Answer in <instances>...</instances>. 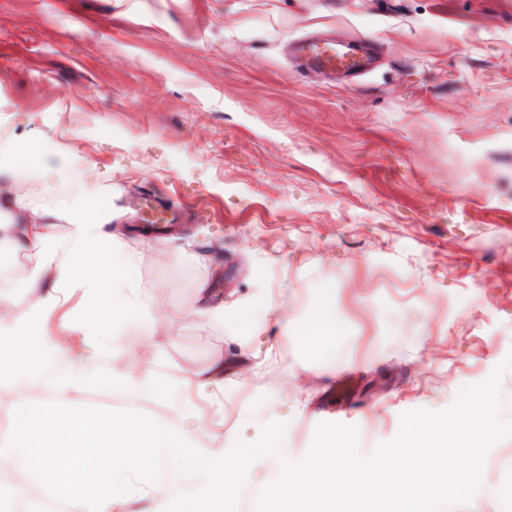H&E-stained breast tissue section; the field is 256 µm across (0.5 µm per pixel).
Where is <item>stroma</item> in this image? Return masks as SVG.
I'll list each match as a JSON object with an SVG mask.
<instances>
[{
  "label": "stroma",
  "instance_id": "1",
  "mask_svg": "<svg viewBox=\"0 0 512 512\" xmlns=\"http://www.w3.org/2000/svg\"><path fill=\"white\" fill-rule=\"evenodd\" d=\"M318 29L374 40L378 64L299 74L288 45ZM0 131L81 159L69 190L111 184L163 308L206 277L261 319L251 345L204 317L149 339L174 383L223 355L220 407L85 388L92 419L177 408L229 447L276 417L293 459L337 422L367 453L512 351V0H0ZM143 195L175 232L129 222ZM325 301L340 331L315 352L299 331ZM347 376L354 398L326 405ZM454 512H512V439Z\"/></svg>",
  "mask_w": 512,
  "mask_h": 512
}]
</instances>
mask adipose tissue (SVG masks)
<instances>
[{
  "label": "adipose tissue",
  "instance_id": "obj_1",
  "mask_svg": "<svg viewBox=\"0 0 512 512\" xmlns=\"http://www.w3.org/2000/svg\"><path fill=\"white\" fill-rule=\"evenodd\" d=\"M29 151L0 139V174L13 183L0 191V251L58 240L63 246L24 282L25 307L17 305L13 281L0 282V347L35 330L66 367L47 395L15 359L0 357V376L14 378L26 404L13 432L0 435V473L14 477L16 493L38 490L58 512H132L141 499L147 512H224L238 477L224 469L223 440L205 429L184 432L176 415L162 424L93 421L75 405L74 393L96 379L89 358L111 353L129 317L148 335L156 321L144 289L128 275L139 254L113 231L121 213L111 188L91 183L65 192L70 159L49 148L31 163ZM127 354L126 371L109 375V383L124 391L154 383L156 361L142 345ZM171 452L183 465L168 461ZM147 462L152 479L136 482Z\"/></svg>",
  "mask_w": 512,
  "mask_h": 512
}]
</instances>
